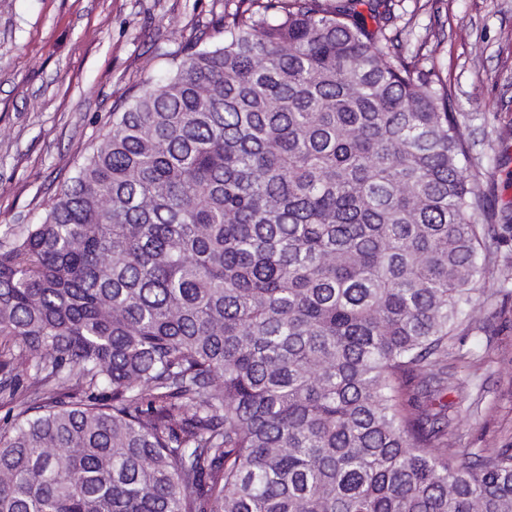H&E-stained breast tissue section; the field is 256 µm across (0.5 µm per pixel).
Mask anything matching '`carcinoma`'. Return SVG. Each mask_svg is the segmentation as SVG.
Here are the masks:
<instances>
[{
    "label": "carcinoma",
    "instance_id": "carcinoma-1",
    "mask_svg": "<svg viewBox=\"0 0 512 512\" xmlns=\"http://www.w3.org/2000/svg\"><path fill=\"white\" fill-rule=\"evenodd\" d=\"M354 0H240L0 236V512H512L448 339L504 226Z\"/></svg>",
    "mask_w": 512,
    "mask_h": 512
}]
</instances>
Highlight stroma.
Instances as JSON below:
<instances>
[{"instance_id": "1", "label": "stroma", "mask_w": 512, "mask_h": 512, "mask_svg": "<svg viewBox=\"0 0 512 512\" xmlns=\"http://www.w3.org/2000/svg\"><path fill=\"white\" fill-rule=\"evenodd\" d=\"M239 0H0V231L40 222L112 114L172 53L222 40ZM386 34L448 87L496 223L512 224V0H381ZM448 341L449 430L512 448V247Z\"/></svg>"}]
</instances>
